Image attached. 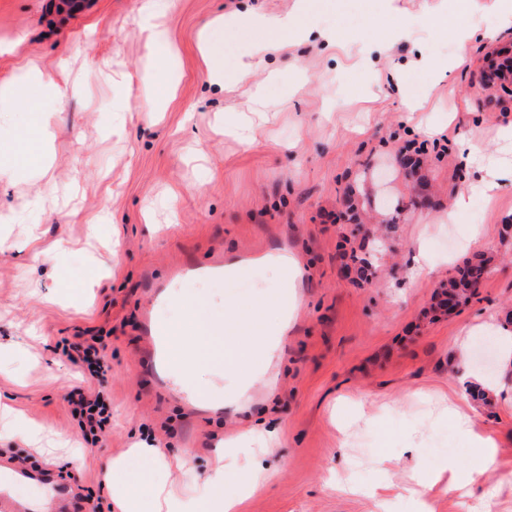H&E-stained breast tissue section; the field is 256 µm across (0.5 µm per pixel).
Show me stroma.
<instances>
[{"mask_svg":"<svg viewBox=\"0 0 512 512\" xmlns=\"http://www.w3.org/2000/svg\"><path fill=\"white\" fill-rule=\"evenodd\" d=\"M0 0V79L21 60L62 75L71 94L42 100L51 125L52 168L30 164L42 137L29 104L0 105V153L15 176L0 181V344L27 350L0 368V403L41 426L40 441L11 437L0 421V484L33 512H114L105 464L141 441L167 457L191 454L171 480L196 492L219 465L226 436L280 423L277 440L253 444L240 464L266 470L263 493L240 512H415L413 476L447 460L482 464L479 438L498 443L486 484L466 494L433 488L429 512H512V403L471 382L472 435L442 410L458 376L479 368L456 345L480 323L512 330V78L481 85L493 52L512 49L497 0H175L167 19L175 58L157 67L140 31L139 0ZM298 16L336 38L283 39L266 51L255 80L272 103L251 147L225 135L217 114L252 105L250 83L210 84L199 52L202 27L225 20L224 61L266 41L252 16ZM474 34L458 52L461 30ZM175 84L165 111L138 101ZM447 135L445 152L399 163L408 141ZM498 176L491 196L457 195ZM43 193L42 211L27 210ZM103 217L99 237L87 221ZM484 236L464 249L469 228ZM425 238L434 272L412 284L411 244ZM69 252L57 260L53 246ZM286 248L299 259L298 309L280 353L243 397L194 401L176 393L146 329L153 289L183 265ZM494 255L468 301L438 310L436 293L464 261ZM356 255L368 268L347 266ZM245 278L186 279L181 292L225 303L268 286ZM99 336L111 369L91 377L57 344ZM102 388L111 417L86 444L69 394ZM81 452L83 466L70 458Z\"/></svg>","mask_w":512,"mask_h":512,"instance_id":"obj_1","label":"stroma"}]
</instances>
